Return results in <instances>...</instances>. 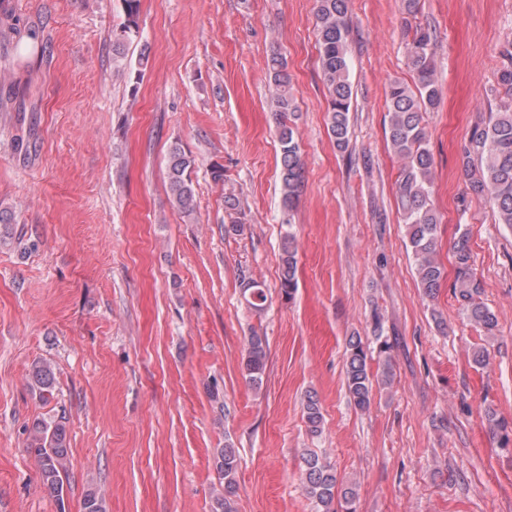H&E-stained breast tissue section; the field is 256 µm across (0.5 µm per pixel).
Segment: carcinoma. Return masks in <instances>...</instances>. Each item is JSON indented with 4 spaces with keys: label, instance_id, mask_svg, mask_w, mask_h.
Here are the masks:
<instances>
[{
    "label": "carcinoma",
    "instance_id": "cac0c4a2",
    "mask_svg": "<svg viewBox=\"0 0 512 512\" xmlns=\"http://www.w3.org/2000/svg\"><path fill=\"white\" fill-rule=\"evenodd\" d=\"M126 20L113 41V69L127 67L126 43L138 36L140 0H123ZM350 0H315L317 40L324 83L329 92L327 128L336 148L349 146L352 84L347 51L350 26ZM432 31L418 26L405 43L407 67L415 77L414 86L401 80L389 85L387 94V137L393 153L401 161L397 198L402 223L406 224L409 245L415 263L418 288L427 298H434L444 281L445 272L435 261L440 218L433 206L434 157L428 147L424 113L439 105L442 90L435 76ZM502 66L498 86L492 90L495 108L487 122L474 130L470 143L463 147L460 162L471 192L488 205L495 223L512 228V36L501 45ZM269 77L275 89L273 119L279 133L281 162V203L291 212L303 186L304 169L297 133L290 116L297 111L291 93V77L283 59L274 54L269 62ZM195 158L179 143L168 152L167 180L170 203L189 216L196 207V193L191 178ZM455 263L454 298L465 318L490 335L497 327V317L482 301L483 285L474 272L467 231L459 233L453 245ZM297 248L289 234L281 242L280 292L291 299L297 288ZM248 304L260 310L267 296L255 281L247 282ZM345 386L350 401L360 410L369 408L373 396L372 354L359 336L347 339L345 349ZM267 340L256 333L248 337L243 355V371L255 386L262 383L266 369ZM32 387L39 398L48 400L55 384L52 366L43 362L30 373ZM308 433L318 437L323 431V414L316 395L310 393L302 405ZM485 417L492 436L500 438L502 447L512 443V422L488 408ZM27 447L34 459L44 488L65 512L64 477L69 468V443L63 421L39 420L26 429ZM303 490L315 512H356L357 492L353 484L341 480L334 468L318 453L302 456ZM239 454L234 444L225 441L217 456L216 468L220 489L214 497L213 512H238L237 480ZM84 512H107L105 500L95 490L83 502Z\"/></svg>",
    "mask_w": 512,
    "mask_h": 512
}]
</instances>
